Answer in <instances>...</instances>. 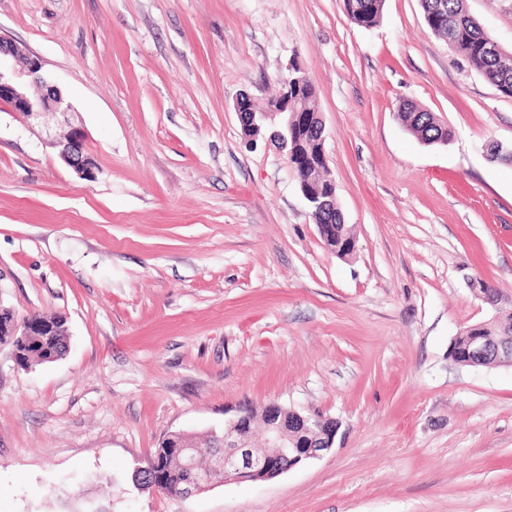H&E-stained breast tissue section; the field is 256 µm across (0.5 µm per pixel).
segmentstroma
Segmentation results:
<instances>
[{"label": "stroma", "instance_id": "obj_1", "mask_svg": "<svg viewBox=\"0 0 512 512\" xmlns=\"http://www.w3.org/2000/svg\"><path fill=\"white\" fill-rule=\"evenodd\" d=\"M512 49V0H467ZM97 162L79 179L0 112V305L59 314L66 355L0 344V512H512V367L458 365L456 333L512 314V98L427 27L344 0H0ZM313 80L345 223L329 253L274 147L245 145L290 59ZM454 132L425 145L400 103ZM499 301L488 307L470 282ZM274 402L336 419L333 448L187 498L132 477L173 431ZM384 0H344L346 12L355 24L372 28L382 19Z\"/></svg>", "mask_w": 512, "mask_h": 512}]
</instances>
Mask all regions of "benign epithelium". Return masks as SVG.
Segmentation results:
<instances>
[{
	"mask_svg": "<svg viewBox=\"0 0 512 512\" xmlns=\"http://www.w3.org/2000/svg\"><path fill=\"white\" fill-rule=\"evenodd\" d=\"M285 98L260 112L242 110L244 97L235 101V111L247 131L249 143L264 130L270 131L267 142L273 144L291 159L289 138L303 131L320 133L319 143L325 144V126L319 113L307 112L299 101ZM16 112L27 119L45 124L55 120V128L45 131L43 144L58 151L59 157L81 179L95 178L96 162L84 148L83 134L71 126V105L45 71L42 59L35 53L0 39V112ZM310 180H324L327 188L316 194L304 193L313 212L336 209V182L324 168L307 162ZM481 324L468 328L461 347L466 363L491 367L512 362V336L497 338L483 336ZM58 332L51 323H44L31 314L12 325L11 335L53 336ZM261 423L265 433V447L252 446L254 408L240 406L235 415L224 422L221 438L222 452L215 455L210 468L216 479L196 469L193 456L185 457L189 478L175 493L176 498H187L214 486L215 480L228 483L274 479L310 460L321 457L333 448L339 423L332 418L286 410L276 403L261 407Z\"/></svg>",
	"mask_w": 512,
	"mask_h": 512,
	"instance_id": "obj_1",
	"label": "benign epithelium"
}]
</instances>
